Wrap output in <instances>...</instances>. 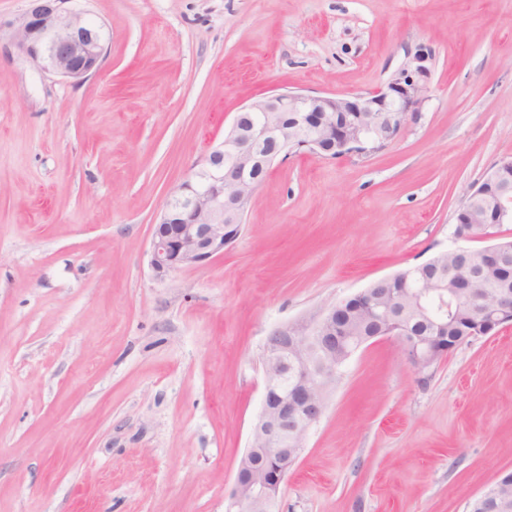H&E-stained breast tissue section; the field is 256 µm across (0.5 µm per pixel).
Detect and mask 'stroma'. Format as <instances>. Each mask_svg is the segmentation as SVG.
<instances>
[{"label": "stroma", "instance_id": "1", "mask_svg": "<svg viewBox=\"0 0 512 512\" xmlns=\"http://www.w3.org/2000/svg\"><path fill=\"white\" fill-rule=\"evenodd\" d=\"M100 70L0 34V512H224L269 333L461 246L454 213L512 156V0H70ZM434 54L387 147L267 174L223 256L156 279L152 226L238 111L364 94ZM512 471V328L423 373L362 346L278 512H468Z\"/></svg>", "mask_w": 512, "mask_h": 512}]
</instances>
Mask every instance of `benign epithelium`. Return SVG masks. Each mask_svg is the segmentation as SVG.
I'll list each match as a JSON object with an SVG mask.
<instances>
[{
    "label": "benign epithelium",
    "mask_w": 512,
    "mask_h": 512,
    "mask_svg": "<svg viewBox=\"0 0 512 512\" xmlns=\"http://www.w3.org/2000/svg\"><path fill=\"white\" fill-rule=\"evenodd\" d=\"M67 0H30L28 8L7 23L14 44L41 70L79 82L97 71L102 63L106 39L102 30L89 23L84 14L65 7ZM431 49L418 47L406 53L405 61L378 89L366 94L322 95L287 91L257 99L242 107L224 138L214 144L187 180L170 194L154 224L149 265L160 280L171 272L204 264L224 254L240 232L242 218L255 198L262 180L260 169L269 171L276 162L296 153H310L326 159L352 154L367 155L387 146L409 124L418 120L433 75ZM354 114L353 126H336V114ZM512 177V157L500 160L481 183L466 192L454 214L455 223L468 202L499 194ZM494 243L483 254L495 263L512 251V241L489 234ZM467 281L485 287L481 274L471 268L454 266L437 279L424 282L414 294L420 301L440 298L453 304L452 288ZM336 305L332 304L300 320L275 328L267 336L262 357L264 395L249 448V460L261 444L298 460L304 451V436L325 415L327 403L316 398L320 381L336 375L319 370L309 356L308 337L317 335L324 349L336 346L334 328ZM512 327V296L496 293L481 304L476 328L468 338L494 336ZM408 365L423 371L464 344L450 337L439 347L436 336H405L388 330ZM289 385L275 401L269 399L273 386ZM512 486V472L498 475L494 485L482 492L474 508L482 512H505L498 488ZM276 503L266 495V477L260 464L243 481L236 472L234 488L225 512H273Z\"/></svg>",
    "instance_id": "benign-epithelium-1"
}]
</instances>
